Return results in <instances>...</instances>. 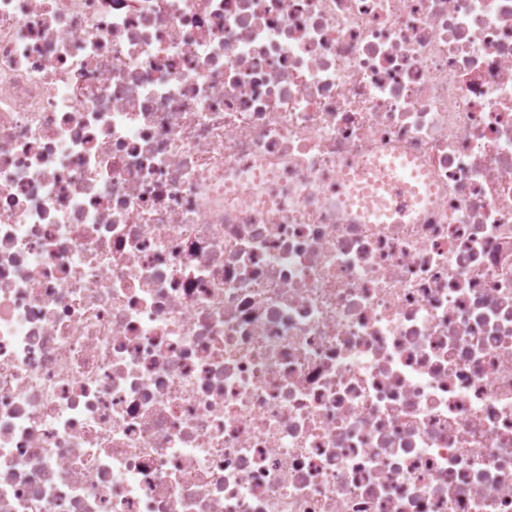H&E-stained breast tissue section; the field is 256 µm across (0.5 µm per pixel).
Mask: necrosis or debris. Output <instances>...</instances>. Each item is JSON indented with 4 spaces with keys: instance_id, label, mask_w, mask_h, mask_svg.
<instances>
[{
    "instance_id": "obj_1",
    "label": "necrosis or debris",
    "mask_w": 512,
    "mask_h": 512,
    "mask_svg": "<svg viewBox=\"0 0 512 512\" xmlns=\"http://www.w3.org/2000/svg\"><path fill=\"white\" fill-rule=\"evenodd\" d=\"M0 512H512V0H0ZM370 183L381 191L382 208L379 217L383 224H396L404 209L396 204L402 190L414 195L415 202H421L428 195L429 189L421 174L415 170L407 159L392 158L378 167Z\"/></svg>"
}]
</instances>
